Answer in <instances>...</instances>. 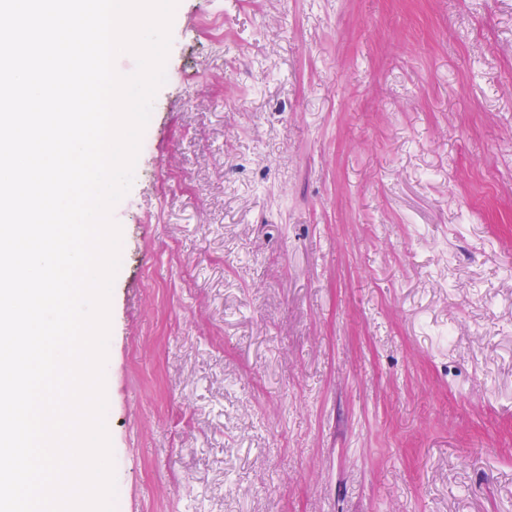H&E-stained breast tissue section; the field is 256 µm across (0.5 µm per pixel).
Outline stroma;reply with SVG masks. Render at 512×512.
I'll return each mask as SVG.
<instances>
[{"label":"stroma","mask_w":512,"mask_h":512,"mask_svg":"<svg viewBox=\"0 0 512 512\" xmlns=\"http://www.w3.org/2000/svg\"><path fill=\"white\" fill-rule=\"evenodd\" d=\"M112 218L115 512H512V0H179Z\"/></svg>","instance_id":"1"}]
</instances>
